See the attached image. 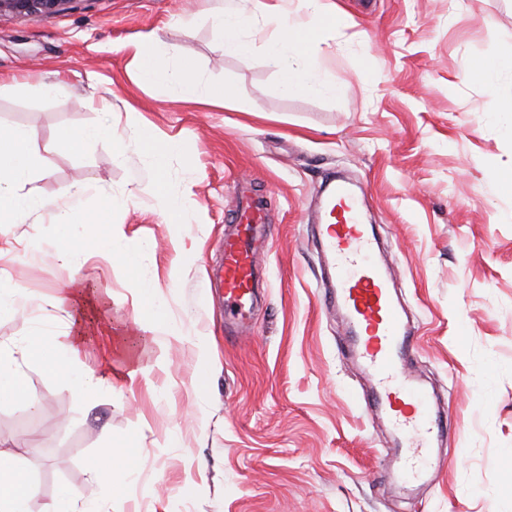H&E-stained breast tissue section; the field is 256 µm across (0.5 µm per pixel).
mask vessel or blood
<instances>
[{"label": "vessel or blood", "mask_w": 512, "mask_h": 512, "mask_svg": "<svg viewBox=\"0 0 512 512\" xmlns=\"http://www.w3.org/2000/svg\"><path fill=\"white\" fill-rule=\"evenodd\" d=\"M261 204L242 196L236 229L224 239L220 266L211 283L224 292L225 332L244 317L258 298L264 270L259 257L266 246ZM327 267L325 301L341 310L355 342L357 362L372 383L374 405L398 437L394 450L400 476L411 483L425 475L431 449L443 433L440 416L430 410V394L412 372L406 353L414 334L399 301L372 225L361 220V202L352 186L337 181L313 226Z\"/></svg>", "instance_id": "1"}]
</instances>
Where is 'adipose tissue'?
Segmentation results:
<instances>
[{"label":"adipose tissue","mask_w":512,"mask_h":512,"mask_svg":"<svg viewBox=\"0 0 512 512\" xmlns=\"http://www.w3.org/2000/svg\"><path fill=\"white\" fill-rule=\"evenodd\" d=\"M268 13L264 0H251L248 10L229 8L216 15L214 23L224 38L225 53H250L253 42L249 33L255 30L258 18ZM336 24V12L328 0H296L293 13L282 20L266 45L267 57L281 66V88L285 93L333 90V83L319 77L318 40L322 29ZM150 40L146 34L132 44L144 81L165 85L179 99L212 105H224L233 99L232 88L204 82L186 54L175 51L162 59L147 54ZM103 138L111 139L122 149L135 147L160 174L165 170L168 156L180 149L178 143L159 139L149 129L139 126L121 133L109 127L79 131L65 128L58 131L55 142L84 147ZM36 141V134L30 129L0 128V224H25L36 212L49 215L53 223H68L70 206L83 193L82 188L72 189L68 193L69 205L63 206L31 189L35 172L43 166L42 158L34 150ZM38 353L37 346L31 343L20 346L0 342V382L7 383L11 395L33 411L39 409L43 396L28 387L20 362ZM30 490L27 456L0 452V512H24Z\"/></svg>","instance_id":"adipose-tissue-1"}]
</instances>
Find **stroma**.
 <instances>
[{"instance_id": "stroma-1", "label": "stroma", "mask_w": 512, "mask_h": 512, "mask_svg": "<svg viewBox=\"0 0 512 512\" xmlns=\"http://www.w3.org/2000/svg\"><path fill=\"white\" fill-rule=\"evenodd\" d=\"M225 0H79L46 20L0 19V126L35 130L45 172L33 186L66 202L86 193L68 226L0 225V341L50 345L69 319L53 306L73 272L99 301L80 324L90 343L65 363L22 365L44 396L30 412L0 396V448L32 449L26 508L68 491L114 512H512V112L489 109L491 88L466 62L512 47V0H330L350 22L322 32L337 92L287 95L264 42L224 52L211 14ZM191 56L208 82L234 88L230 106L176 99L144 82L128 40ZM144 125L183 144L169 156L170 196L191 195L185 224L165 223L150 191L152 163L111 142L54 143L62 128ZM365 191L380 255L417 328L410 364L451 429L445 466L414 490L379 451L395 435L367 401L371 385L340 346L344 318L323 303L312 233L326 178ZM262 200L268 245L264 297L242 333H224V297L207 273L222 256L240 187ZM119 232L140 261L104 243ZM165 310L157 318L155 306ZM144 373L127 376L125 356ZM107 384L76 399L69 380ZM136 442L128 469L108 454ZM113 471L122 486L97 479Z\"/></svg>"}]
</instances>
